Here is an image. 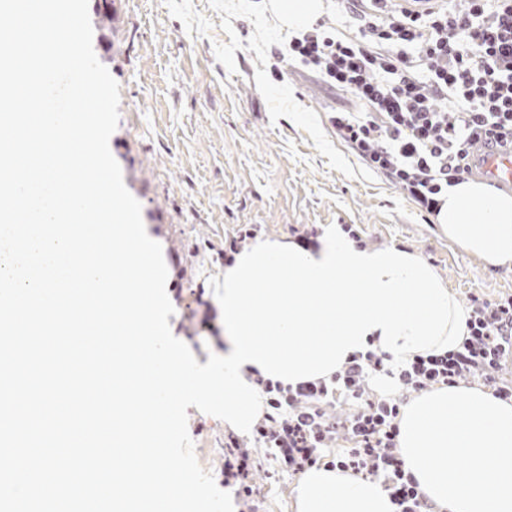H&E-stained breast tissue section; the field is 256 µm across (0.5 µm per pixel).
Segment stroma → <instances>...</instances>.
I'll use <instances>...</instances> for the list:
<instances>
[{"mask_svg":"<svg viewBox=\"0 0 512 512\" xmlns=\"http://www.w3.org/2000/svg\"><path fill=\"white\" fill-rule=\"evenodd\" d=\"M257 0H89L93 49L120 85L110 138L124 183L168 268V321L198 362L224 350L210 279L241 225L258 240L295 242L305 226L354 225L364 245L415 253L460 304L512 294V270L490 269L333 133L331 108L351 103L272 48L294 34ZM201 467L224 482L223 421L188 407ZM252 484L264 512H294L298 475L255 448Z\"/></svg>","mask_w":512,"mask_h":512,"instance_id":"35a3bbf8","label":"stroma"}]
</instances>
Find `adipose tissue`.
I'll return each mask as SVG.
<instances>
[{
	"label": "adipose tissue",
	"instance_id": "obj_1",
	"mask_svg": "<svg viewBox=\"0 0 512 512\" xmlns=\"http://www.w3.org/2000/svg\"><path fill=\"white\" fill-rule=\"evenodd\" d=\"M437 222L491 268L512 269V195L465 181L448 190ZM398 454L439 512H512V403L490 389L439 385L402 407ZM461 468L449 467V457ZM295 512H395L379 482L320 465L299 479Z\"/></svg>",
	"mask_w": 512,
	"mask_h": 512
}]
</instances>
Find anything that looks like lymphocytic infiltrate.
<instances>
[{
    "label": "lymphocytic infiltrate",
    "instance_id": "f902f5d3",
    "mask_svg": "<svg viewBox=\"0 0 512 512\" xmlns=\"http://www.w3.org/2000/svg\"><path fill=\"white\" fill-rule=\"evenodd\" d=\"M465 2L460 9L454 0H340L347 33L315 26L288 43L289 59L358 104L330 116L337 137L431 216L449 187L472 176L479 150L512 151V0ZM466 325L454 349L414 356L398 369L370 350L327 381L293 388L262 381L266 410L255 442L272 449L279 470L301 472L325 460L380 481L396 512H432L396 453L401 403L370 393L368 382L385 375L420 391L478 376L511 401L512 385L499 384L496 372L512 354V294L471 297ZM339 393L357 408L336 421L323 405ZM339 432L352 446L328 457Z\"/></svg>",
    "mask_w": 512,
    "mask_h": 512
}]
</instances>
